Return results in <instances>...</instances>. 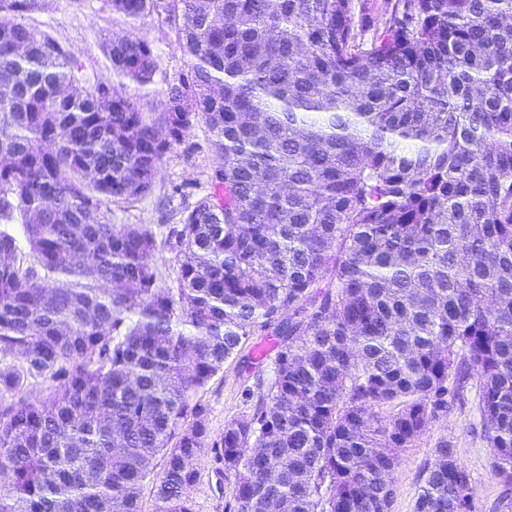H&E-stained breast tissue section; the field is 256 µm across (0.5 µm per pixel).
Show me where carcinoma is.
<instances>
[{
    "instance_id": "1",
    "label": "carcinoma",
    "mask_w": 512,
    "mask_h": 512,
    "mask_svg": "<svg viewBox=\"0 0 512 512\" xmlns=\"http://www.w3.org/2000/svg\"><path fill=\"white\" fill-rule=\"evenodd\" d=\"M109 6L176 27L155 117L114 86L153 83L146 40L73 94L74 53L0 25V512H196L208 444L237 512H390L398 451L471 394L512 484V0H397L370 38L351 0ZM198 123L209 192L160 240L112 223ZM258 331L269 370L210 443L190 396ZM472 500L438 441L413 512Z\"/></svg>"
}]
</instances>
